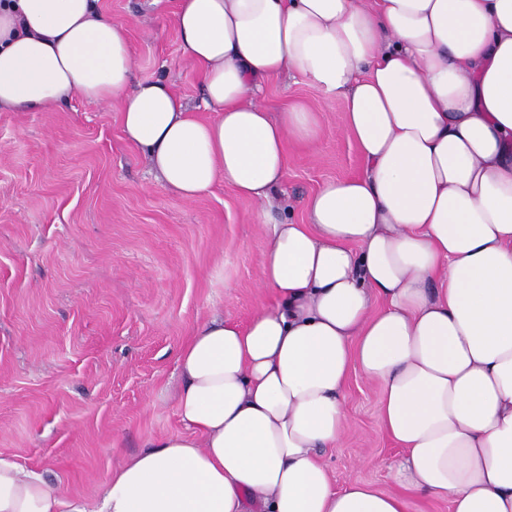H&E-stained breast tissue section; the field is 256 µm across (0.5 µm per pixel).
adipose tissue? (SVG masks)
I'll use <instances>...</instances> for the list:
<instances>
[{
	"instance_id": "ef3b65f1",
	"label": "adipose tissue",
	"mask_w": 512,
	"mask_h": 512,
	"mask_svg": "<svg viewBox=\"0 0 512 512\" xmlns=\"http://www.w3.org/2000/svg\"><path fill=\"white\" fill-rule=\"evenodd\" d=\"M174 22L214 117L133 81L128 28L97 0L0 5V106L119 101L126 139L194 199L258 206L247 324L200 323L177 364L180 432L150 441L92 503L0 454V512H512V0H180ZM287 73L345 102L361 176L274 215L287 143L321 113L268 111ZM380 383L400 490L336 491L351 371ZM408 512H451L449 500H442L421 493H406Z\"/></svg>"
}]
</instances>
